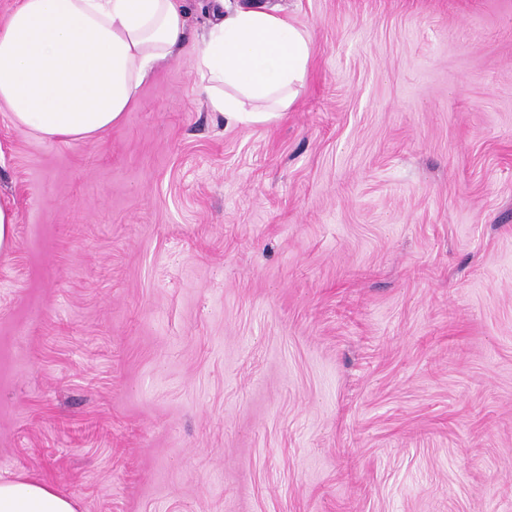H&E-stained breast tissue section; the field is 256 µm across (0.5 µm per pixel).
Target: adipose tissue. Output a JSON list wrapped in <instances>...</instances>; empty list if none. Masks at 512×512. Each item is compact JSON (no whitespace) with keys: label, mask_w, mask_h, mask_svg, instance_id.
<instances>
[{"label":"adipose tissue","mask_w":512,"mask_h":512,"mask_svg":"<svg viewBox=\"0 0 512 512\" xmlns=\"http://www.w3.org/2000/svg\"><path fill=\"white\" fill-rule=\"evenodd\" d=\"M190 43L184 0H20L0 24V106L46 139L83 140L120 125L163 60L188 56L200 93L227 124L279 120L303 88L309 33L264 5L225 15ZM0 512H76L34 480L0 482Z\"/></svg>","instance_id":"ef3b65f1"}]
</instances>
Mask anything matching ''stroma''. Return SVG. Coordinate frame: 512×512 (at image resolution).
Returning <instances> with one entry per match:
<instances>
[{"label":"stroma","mask_w":512,"mask_h":512,"mask_svg":"<svg viewBox=\"0 0 512 512\" xmlns=\"http://www.w3.org/2000/svg\"><path fill=\"white\" fill-rule=\"evenodd\" d=\"M306 84L226 125L0 109V479L77 512H512V0H277ZM15 213L8 199L0 198V251L12 246Z\"/></svg>","instance_id":"1"}]
</instances>
